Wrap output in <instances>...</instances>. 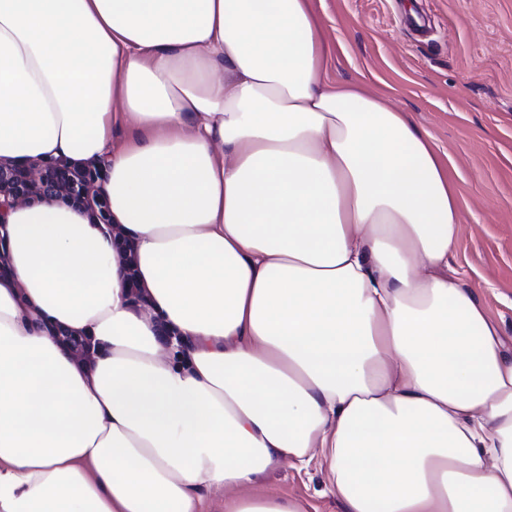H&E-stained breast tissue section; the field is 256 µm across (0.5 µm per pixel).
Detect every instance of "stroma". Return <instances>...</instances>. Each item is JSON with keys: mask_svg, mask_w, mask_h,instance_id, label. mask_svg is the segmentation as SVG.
<instances>
[{"mask_svg": "<svg viewBox=\"0 0 512 512\" xmlns=\"http://www.w3.org/2000/svg\"><path fill=\"white\" fill-rule=\"evenodd\" d=\"M329 76L386 95L450 157L461 224L449 259L512 343V0H319ZM342 512L318 466L256 484Z\"/></svg>", "mask_w": 512, "mask_h": 512, "instance_id": "obj_1", "label": "stroma"}]
</instances>
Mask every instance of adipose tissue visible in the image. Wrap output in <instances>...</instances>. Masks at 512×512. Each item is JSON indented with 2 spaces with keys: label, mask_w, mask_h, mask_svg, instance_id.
I'll use <instances>...</instances> for the list:
<instances>
[{
  "label": "adipose tissue",
  "mask_w": 512,
  "mask_h": 512,
  "mask_svg": "<svg viewBox=\"0 0 512 512\" xmlns=\"http://www.w3.org/2000/svg\"><path fill=\"white\" fill-rule=\"evenodd\" d=\"M331 55L313 0H0V158L105 162L146 294L110 225L9 210L0 512H305L250 491L286 461L343 512H512L448 166ZM59 344L70 352L74 353V360L87 373H91L95 367V360L88 342L78 336H71L63 333L59 336Z\"/></svg>",
  "instance_id": "obj_1"
}]
</instances>
